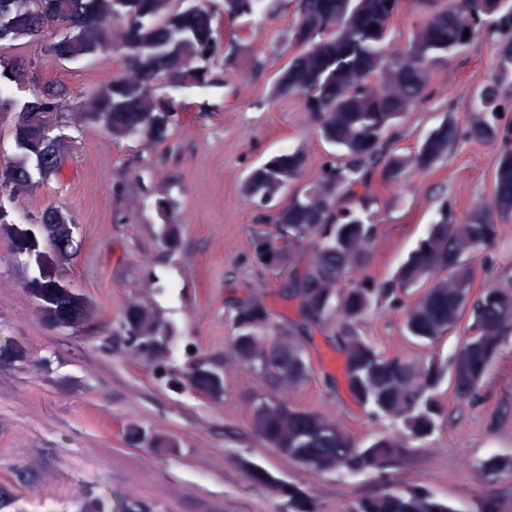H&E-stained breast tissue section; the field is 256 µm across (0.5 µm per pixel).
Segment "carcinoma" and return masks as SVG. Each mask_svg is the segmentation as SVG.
Masks as SVG:
<instances>
[{
    "label": "carcinoma",
    "instance_id": "carcinoma-1",
    "mask_svg": "<svg viewBox=\"0 0 512 512\" xmlns=\"http://www.w3.org/2000/svg\"><path fill=\"white\" fill-rule=\"evenodd\" d=\"M113 0H0V51L18 42L44 48L63 60L100 51L120 53L123 70L91 98L70 107L63 92L50 85L24 101L9 95L11 85L34 80L33 60L19 56L0 67L12 73L0 79V110L13 113L14 142L25 152L0 164V190L20 195L24 153L44 157L38 174L53 179L69 149L55 127L73 110L114 139L141 137L161 142L176 124L177 108L156 94L166 83L182 87L212 81L210 71L191 73L188 64L206 54L218 57L213 41L215 12L206 0L184 5L180 0H136L137 13L127 22L109 21ZM403 0H298L288 33V62L277 72L273 94L294 97L310 114L318 136L336 153L324 159L304 183L307 157L297 149L276 154L250 170L244 190L266 220L254 247L285 241L276 268L288 271L283 290L296 306L297 320L273 322L267 306L248 296L233 304L235 329L252 326V335L232 338L238 360L291 389L310 373L313 330L329 332L343 355L342 374L353 399L368 416L399 422L390 435L356 442L324 415L271 398L251 415L254 433L269 447L305 469L348 475L385 474L402 465L408 448L423 446L434 434L442 406L437 389L444 377L462 402L475 403L485 376L506 342L512 339V280L490 281L474 289L477 260H488L499 240V226L512 222V119L497 113L503 86L512 83V0H422L428 6L414 26L407 46H391L392 22ZM278 0H220L224 21L236 22L272 14ZM66 35L46 41L51 30ZM469 37H464V32ZM486 35L497 44V64L477 92L478 106L466 129L447 114L421 138L416 149L394 148L395 134L407 113L432 95L431 74L448 59ZM498 147L490 198L460 216L453 204L441 205L424 236L393 277L371 282L363 274L377 232L370 209L377 203L374 186H396L413 171H428L448 158L461 140ZM160 240L179 243L174 217L177 200L160 197ZM74 223L57 208L45 209L40 231L54 244L61 229ZM51 281L35 285L40 310L62 320L59 309L71 305L74 322L88 316L73 293L48 309L42 300ZM416 294L407 303L404 296ZM385 303L404 316L407 336L436 345L458 330L477 339L458 344L451 360L433 359L420 366L400 356L388 357L359 336L356 324L372 308ZM130 350L163 363L171 326L155 311L137 303L127 306L118 326ZM483 482L512 475V456L491 454L479 463ZM254 483L288 496V512H316L298 487L277 484L263 469L251 471ZM347 512H456L447 501L424 489L390 486L352 501Z\"/></svg>",
    "mask_w": 512,
    "mask_h": 512
}]
</instances>
